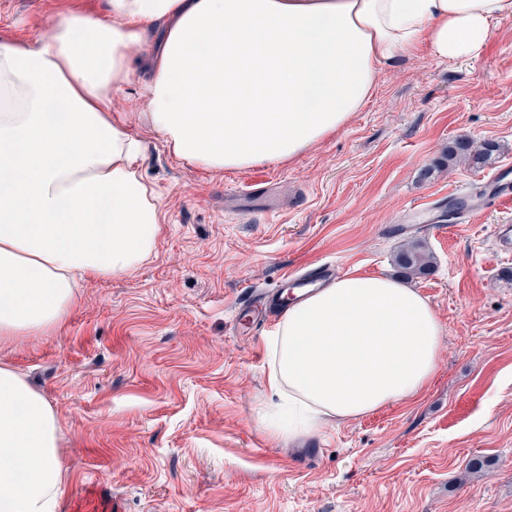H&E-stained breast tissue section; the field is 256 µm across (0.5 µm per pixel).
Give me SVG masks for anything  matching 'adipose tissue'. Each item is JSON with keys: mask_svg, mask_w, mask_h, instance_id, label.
Instances as JSON below:
<instances>
[{"mask_svg": "<svg viewBox=\"0 0 512 512\" xmlns=\"http://www.w3.org/2000/svg\"><path fill=\"white\" fill-rule=\"evenodd\" d=\"M512 0H105L46 42L0 39V340L60 327L78 279L133 273L164 213L112 98L210 170L292 161L341 131L383 67L477 57ZM158 35L139 59L131 52ZM443 328L418 290L346 273L289 304L271 339L273 433L291 440L421 394ZM60 416L0 366V512H55Z\"/></svg>", "mask_w": 512, "mask_h": 512, "instance_id": "ef3b65f1", "label": "adipose tissue"}]
</instances>
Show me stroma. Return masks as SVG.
I'll return each mask as SVG.
<instances>
[{
	"mask_svg": "<svg viewBox=\"0 0 512 512\" xmlns=\"http://www.w3.org/2000/svg\"><path fill=\"white\" fill-rule=\"evenodd\" d=\"M102 0H0V37L50 38L62 11ZM144 176L165 221L151 259L87 279L62 330L0 343L59 412L67 461L57 512L104 484L123 512H512V258L493 250L512 202L465 224H403L512 165V17L468 60L427 52L384 67L349 124L293 162L266 166L306 200L276 218L242 212L250 171L206 172L139 123ZM494 143L482 167L448 160L456 141ZM422 241L432 272L412 279L444 327L419 397L296 441L258 418L274 327L236 312L251 288L299 268L397 276L393 252Z\"/></svg>",
	"mask_w": 512,
	"mask_h": 512,
	"instance_id": "obj_1",
	"label": "stroma"
}]
</instances>
